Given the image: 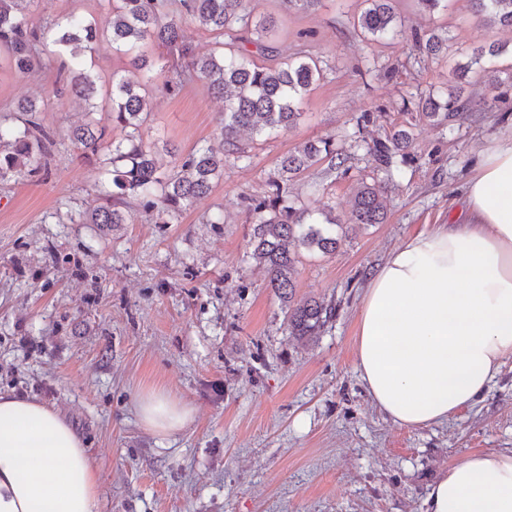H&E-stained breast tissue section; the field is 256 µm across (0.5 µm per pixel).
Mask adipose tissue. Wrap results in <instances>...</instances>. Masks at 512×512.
<instances>
[{
  "instance_id": "1",
  "label": "adipose tissue",
  "mask_w": 512,
  "mask_h": 512,
  "mask_svg": "<svg viewBox=\"0 0 512 512\" xmlns=\"http://www.w3.org/2000/svg\"><path fill=\"white\" fill-rule=\"evenodd\" d=\"M467 218L408 236L371 277L355 362L393 423H442L472 405L512 360V135L480 152L463 187ZM143 427L183 431L190 406L139 396ZM99 474L53 406L0 393V512H96ZM424 512H512V448L477 452L429 487Z\"/></svg>"
}]
</instances>
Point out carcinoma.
I'll return each instance as SVG.
<instances>
[{
	"instance_id": "carcinoma-1",
	"label": "carcinoma",
	"mask_w": 512,
	"mask_h": 512,
	"mask_svg": "<svg viewBox=\"0 0 512 512\" xmlns=\"http://www.w3.org/2000/svg\"><path fill=\"white\" fill-rule=\"evenodd\" d=\"M247 0H107L106 11L98 19L71 13L47 19L35 26L30 20L31 0H0V48L22 74H30L45 65V58L57 64V92L71 94L94 114L106 110L112 123L124 136L112 139V129L93 120L74 126L69 135L85 162L107 167L110 179L103 187V203L93 212L70 211L57 215L58 223L124 224L123 207L127 199L139 201L142 212L154 224H172L197 199L208 194L212 181L224 174V159L247 158L239 139L242 130L262 135L292 129L300 115L296 103L322 76L312 56L295 57L282 65L259 66L252 56L271 57L277 48L264 44L261 36L274 26L272 18L253 19ZM477 19L486 25L512 28V0H471ZM366 8L357 19L364 36L397 39L405 20L396 11L394 0H364ZM198 20L224 38V43L206 54L195 53L186 42L185 24ZM255 35V39L246 34ZM107 39L114 52L129 59L131 69L124 75H112V89L102 97L98 77L87 62V54ZM152 43L176 57L171 64L172 77L165 83L169 95L181 91L184 82L196 72L210 89L224 98V127L219 148L203 146L168 168L142 136V125L151 111V99L143 93L153 80V69L141 54V46ZM421 52L434 55L448 43V36L434 33L417 35ZM255 50L247 49V45ZM502 48L477 49L470 61L457 68L463 79L473 69L487 72L485 56L496 57ZM470 99L462 98L458 86L448 89L446 98L428 95L418 102L416 116L421 121L439 124L443 120L464 119L471 110ZM17 124L0 123V182L26 174L36 176L42 160L57 146L55 135L36 122L39 97L30 95L19 105ZM367 154L392 181L401 166L414 161V138L405 129H395L365 142ZM341 156L334 139L310 141L295 152L283 156L268 191L245 199L253 219L249 233V258L262 267L268 286L287 308L288 333L300 338L320 335L333 318L335 305L319 299L293 302L294 273L298 248L316 247L324 253L336 251V221H306L307 211L289 201L290 185L297 175L324 159ZM386 207L371 185L360 182L353 194V223L382 224Z\"/></svg>"
}]
</instances>
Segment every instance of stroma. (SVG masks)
I'll use <instances>...</instances> for the list:
<instances>
[{
  "label": "stroma",
  "mask_w": 512,
  "mask_h": 512,
  "mask_svg": "<svg viewBox=\"0 0 512 512\" xmlns=\"http://www.w3.org/2000/svg\"><path fill=\"white\" fill-rule=\"evenodd\" d=\"M271 16L266 44L317 58L324 77L301 101L296 126L245 139L251 158L226 159L209 195L177 223L154 224L137 204L126 223L60 224L61 203H99L98 167L76 160L67 137L86 115L55 92L57 71L26 75L0 65V119L39 91L36 120L58 135L47 174L0 183V392L59 409L82 435L100 475L98 512H423L429 485L475 451L512 448V361L476 403L448 422L406 428L372 402L356 369L354 338L367 282L408 235L467 215L463 183L477 152L512 133V29L477 22L469 0L425 14L396 0L409 32L367 40L354 26L363 0H248ZM447 29L446 55L413 51L411 29ZM506 51L492 62L500 81L464 91L478 102L463 121L413 124L404 102L445 88L476 48ZM143 127L157 152L185 157L218 145L224 102L193 78L162 95ZM371 113L374 122L359 129ZM411 127L417 159L388 183L357 135ZM333 138L347 176L319 162L298 176L297 205L342 224L336 252L301 251L295 300L322 299L336 314L320 336L287 331L285 308L262 269L245 258L247 196L262 194L280 156ZM382 188L387 221L358 226V181ZM223 212L220 224L203 216ZM161 388L195 410L176 435L145 430L139 394Z\"/></svg>",
  "instance_id": "stroma-1"
}]
</instances>
